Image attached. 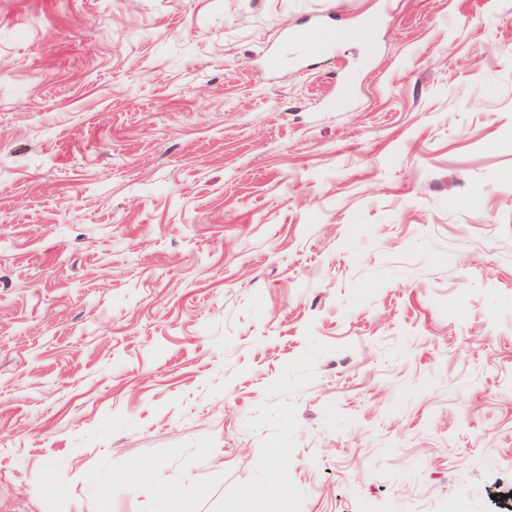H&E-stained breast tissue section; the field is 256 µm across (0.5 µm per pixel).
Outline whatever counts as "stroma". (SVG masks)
Instances as JSON below:
<instances>
[{"mask_svg":"<svg viewBox=\"0 0 512 512\" xmlns=\"http://www.w3.org/2000/svg\"><path fill=\"white\" fill-rule=\"evenodd\" d=\"M199 482L512 512V0H0V512ZM357 31L354 27L336 25L332 21H326L323 26L317 27L314 34L285 33L281 36V42L304 41L310 56L316 57L324 50L336 44V41H352L356 38Z\"/></svg>","mask_w":512,"mask_h":512,"instance_id":"stroma-1","label":"stroma"}]
</instances>
